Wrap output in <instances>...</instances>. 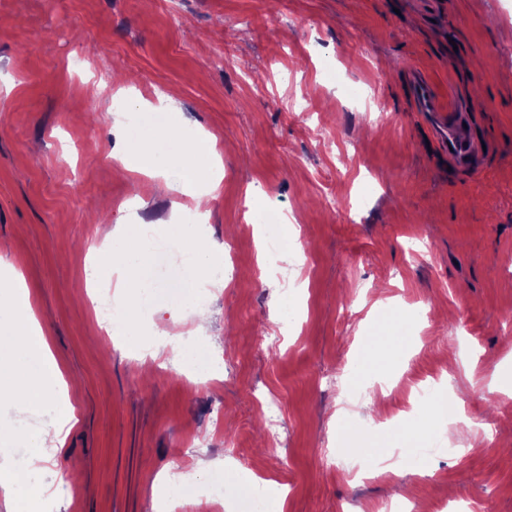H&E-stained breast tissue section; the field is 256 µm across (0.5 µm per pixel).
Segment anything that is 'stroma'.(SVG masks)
Masks as SVG:
<instances>
[{
    "mask_svg": "<svg viewBox=\"0 0 512 512\" xmlns=\"http://www.w3.org/2000/svg\"><path fill=\"white\" fill-rule=\"evenodd\" d=\"M415 71L441 100L477 106L465 133L484 147L478 172L433 152L407 99ZM122 85L172 100L165 121L221 149L205 222L216 248L235 240L237 273L205 294L224 380L203 391L170 351L142 381L88 307L90 262L106 282L113 268L91 240L180 217L153 179L110 161L129 137ZM253 211L294 221L307 258L256 265L239 230ZM0 241V276L22 274L75 411L33 493L0 494V512H159L157 477L199 457L282 482L286 512H381L413 493L429 512H512V396L494 376L512 369V0H0ZM394 305L431 319L409 320L382 357L385 379L410 380L383 411L442 370L478 428L440 423L424 465L410 449L402 477H361L336 446L340 392L322 378L356 388L345 368ZM287 308L299 320L266 349L258 336ZM257 395L281 403L282 447L259 448ZM345 407L375 450L360 465H376L391 421L369 423L363 400ZM1 409L21 427L0 437L15 456L53 418L6 397Z\"/></svg>",
    "mask_w": 512,
    "mask_h": 512,
    "instance_id": "stroma-1",
    "label": "stroma"
}]
</instances>
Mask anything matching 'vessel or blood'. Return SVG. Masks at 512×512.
Instances as JSON below:
<instances>
[{
    "label": "vessel or blood",
    "instance_id": "1",
    "mask_svg": "<svg viewBox=\"0 0 512 512\" xmlns=\"http://www.w3.org/2000/svg\"><path fill=\"white\" fill-rule=\"evenodd\" d=\"M410 99L414 111L422 113L428 120L433 138L443 154L460 169H474L477 144L460 134L467 120L465 107L453 102L441 104L430 80L421 75L410 87Z\"/></svg>",
    "mask_w": 512,
    "mask_h": 512
}]
</instances>
